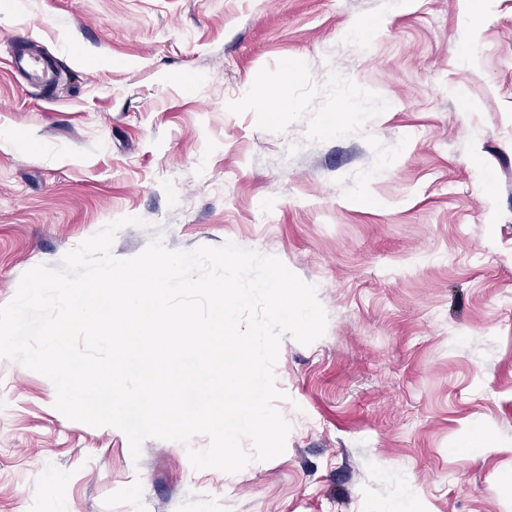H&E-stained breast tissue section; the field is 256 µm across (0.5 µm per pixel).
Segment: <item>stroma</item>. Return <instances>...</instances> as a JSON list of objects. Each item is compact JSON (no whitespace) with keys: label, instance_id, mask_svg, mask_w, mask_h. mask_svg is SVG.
I'll list each match as a JSON object with an SVG mask.
<instances>
[{"label":"stroma","instance_id":"35a3bbf8","mask_svg":"<svg viewBox=\"0 0 512 512\" xmlns=\"http://www.w3.org/2000/svg\"><path fill=\"white\" fill-rule=\"evenodd\" d=\"M467 10L0 0V305L139 217L116 258L156 234L230 240L314 284L327 315L312 344L281 341L284 452L234 474L192 467L203 434L133 460L121 430L68 419L47 377L0 358V512H512V0ZM18 37L41 85L9 63ZM256 85L287 96L274 121Z\"/></svg>","mask_w":512,"mask_h":512}]
</instances>
